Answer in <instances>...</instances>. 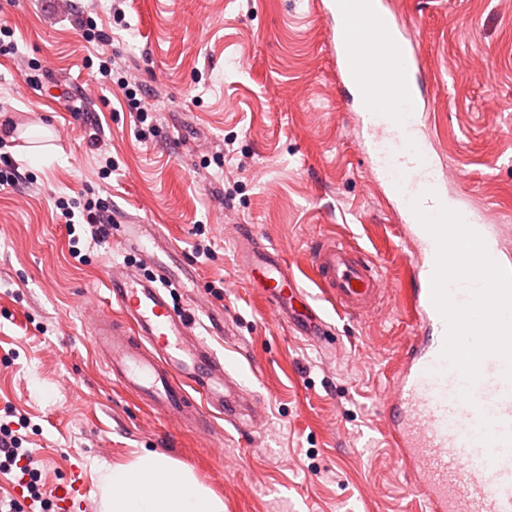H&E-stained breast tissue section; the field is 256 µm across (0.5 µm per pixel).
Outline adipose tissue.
I'll return each mask as SVG.
<instances>
[{
	"label": "adipose tissue",
	"instance_id": "1",
	"mask_svg": "<svg viewBox=\"0 0 512 512\" xmlns=\"http://www.w3.org/2000/svg\"><path fill=\"white\" fill-rule=\"evenodd\" d=\"M100 482L104 512H224L191 468L158 451L107 467Z\"/></svg>",
	"mask_w": 512,
	"mask_h": 512
}]
</instances>
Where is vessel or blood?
<instances>
[{
    "label": "vessel or blood",
    "mask_w": 512,
    "mask_h": 512,
    "mask_svg": "<svg viewBox=\"0 0 512 512\" xmlns=\"http://www.w3.org/2000/svg\"><path fill=\"white\" fill-rule=\"evenodd\" d=\"M386 6V0H357L347 30L337 31L330 47L339 82H354L380 116L372 152L381 159V179L397 190L408 236L421 251L413 268L416 286L408 291L415 331L384 400L387 437L404 475L420 488L426 512H512V382L503 376L502 360L490 356L480 379L466 385L441 355L446 322L431 299L436 243L409 206L417 198L433 212L447 205L448 195L415 173L406 137L418 104L410 76L421 59L408 48L407 26ZM242 238L241 264L261 278L267 299L282 310L288 295L300 290L295 275L251 229ZM116 242L147 264L162 253L179 256L153 226L120 225ZM310 262L318 286L343 316L363 317L380 301L378 270L351 245L323 239L312 246ZM107 290L116 313L101 319L92 341L114 382L189 429L214 433L219 416L253 425V401L240 392L223 357L170 305L158 281L112 275ZM466 388L468 402L461 397Z\"/></svg>",
    "instance_id": "b4317fda"
}]
</instances>
